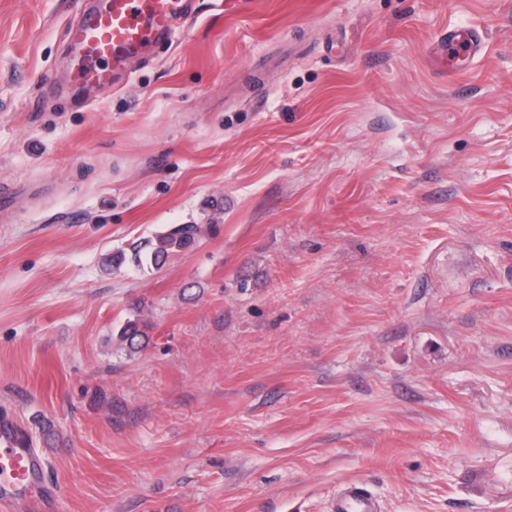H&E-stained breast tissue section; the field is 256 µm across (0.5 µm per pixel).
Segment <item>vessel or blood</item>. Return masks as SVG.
I'll use <instances>...</instances> for the list:
<instances>
[{
  "instance_id": "b4317fda",
  "label": "vessel or blood",
  "mask_w": 512,
  "mask_h": 512,
  "mask_svg": "<svg viewBox=\"0 0 512 512\" xmlns=\"http://www.w3.org/2000/svg\"><path fill=\"white\" fill-rule=\"evenodd\" d=\"M192 11V0H102L70 30L74 83L107 91L115 68L148 45L171 38L176 21ZM485 46L481 29L449 28L437 47L439 56H476ZM45 461L28 443L23 428L0 415V512H48L56 493L45 482ZM332 512H379L376 499L360 484H347Z\"/></svg>"
}]
</instances>
